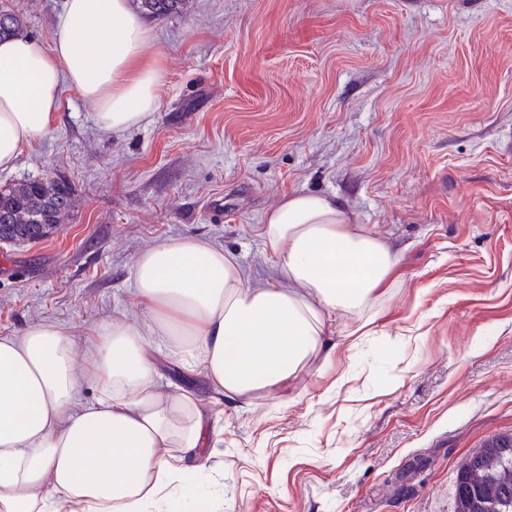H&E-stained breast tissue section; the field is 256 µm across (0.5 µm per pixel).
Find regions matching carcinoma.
I'll use <instances>...</instances> for the list:
<instances>
[{
    "label": "carcinoma",
    "mask_w": 512,
    "mask_h": 512,
    "mask_svg": "<svg viewBox=\"0 0 512 512\" xmlns=\"http://www.w3.org/2000/svg\"><path fill=\"white\" fill-rule=\"evenodd\" d=\"M147 15L164 16L188 9L190 0H140ZM23 23L11 12H0V39L21 33ZM75 208L71 185L64 179H24L0 188V224L3 239L16 229L31 239H41L42 230L63 224ZM455 498L457 512H512V434L485 440L467 458L458 473Z\"/></svg>",
    "instance_id": "cac0c4a2"
}]
</instances>
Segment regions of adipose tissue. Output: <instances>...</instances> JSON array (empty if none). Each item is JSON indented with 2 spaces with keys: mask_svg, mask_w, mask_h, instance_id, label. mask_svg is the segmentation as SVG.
<instances>
[{
  "mask_svg": "<svg viewBox=\"0 0 512 512\" xmlns=\"http://www.w3.org/2000/svg\"><path fill=\"white\" fill-rule=\"evenodd\" d=\"M150 38L130 0H64L51 42L1 40L0 171L52 131L64 89L79 93L101 131L146 122L164 77L144 54ZM258 236L287 287L251 283L223 246L185 235L134 260L151 328L100 323L83 367L76 332L57 323L0 337V512H146L184 480L163 449L201 456L210 431L191 395L156 392L149 335L247 404L287 391L309 365L333 366L331 323L386 301L396 253L321 193L286 196ZM89 378L96 393L86 400Z\"/></svg>",
  "mask_w": 512,
  "mask_h": 512,
  "instance_id": "obj_1",
  "label": "adipose tissue"
}]
</instances>
